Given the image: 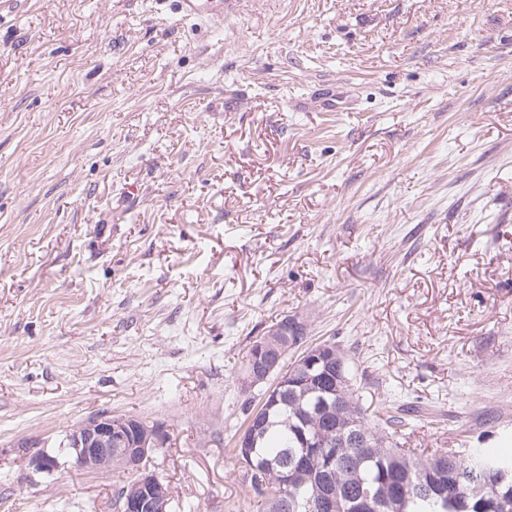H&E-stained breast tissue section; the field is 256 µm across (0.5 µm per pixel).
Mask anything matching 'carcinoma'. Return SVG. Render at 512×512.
I'll use <instances>...</instances> for the list:
<instances>
[{"label": "carcinoma", "mask_w": 512, "mask_h": 512, "mask_svg": "<svg viewBox=\"0 0 512 512\" xmlns=\"http://www.w3.org/2000/svg\"><path fill=\"white\" fill-rule=\"evenodd\" d=\"M346 383L336 390V405L320 414L310 412L317 396L313 389L333 388L336 376ZM262 436L251 460L259 471L246 470V506L259 498L265 512H307L305 500L319 477L330 475L342 498V512H503L512 499V452L474 448L461 456L451 448L431 452L406 447L407 438L421 423L435 422L425 406L400 409L393 402L373 407L364 404L353 384L351 358L326 365L315 372L306 389L288 399L264 405ZM309 439L330 437L332 448L307 449L289 480L282 475L287 448L299 446L297 435ZM357 432L366 441H353Z\"/></svg>", "instance_id": "1"}]
</instances>
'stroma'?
<instances>
[{"label": "stroma", "mask_w": 512, "mask_h": 512, "mask_svg": "<svg viewBox=\"0 0 512 512\" xmlns=\"http://www.w3.org/2000/svg\"><path fill=\"white\" fill-rule=\"evenodd\" d=\"M286 316L432 406L409 447L512 439V0H0V512H117L60 446L102 411L166 425L172 512H239ZM178 4V9L180 13L185 17H202L205 12H207V3L213 4L217 3L216 6H219V9H209L211 12V16H221L224 13V10L227 11L232 8L234 2H238L239 0H176ZM221 5L223 7H221ZM223 10V11H222Z\"/></svg>", "instance_id": "obj_1"}]
</instances>
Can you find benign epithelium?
Instances as JSON below:
<instances>
[{
  "instance_id": "7a95c632",
  "label": "benign epithelium",
  "mask_w": 512,
  "mask_h": 512,
  "mask_svg": "<svg viewBox=\"0 0 512 512\" xmlns=\"http://www.w3.org/2000/svg\"><path fill=\"white\" fill-rule=\"evenodd\" d=\"M296 325L298 321L286 319L281 329L271 328L269 333L258 337L251 345L247 375L242 385L247 391L261 389L264 402L277 399L282 388L288 386L289 377L281 375L280 370L291 349L288 327ZM336 358V345H311L301 352L293 367L295 372L307 376L317 366ZM169 442L168 434L158 423L147 425L126 417L100 413L73 426L61 447L68 449L77 466L83 469L108 472L118 459L139 474L136 484L122 492L119 512H169L171 489L144 465L149 452L165 448ZM30 465L37 472H47L54 470L58 461L45 452H38L32 455ZM312 505L317 512H336L341 507L336 489L331 487L319 489Z\"/></svg>"
}]
</instances>
